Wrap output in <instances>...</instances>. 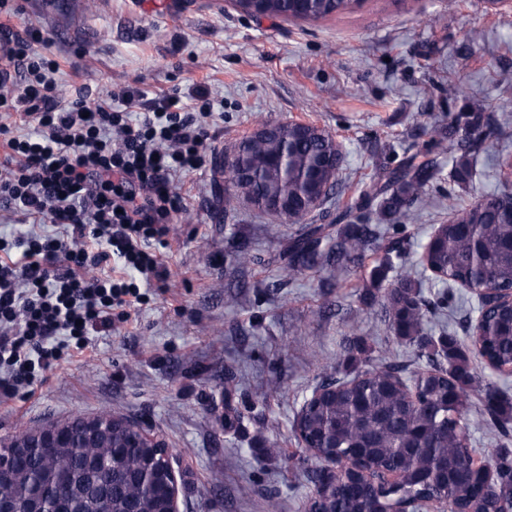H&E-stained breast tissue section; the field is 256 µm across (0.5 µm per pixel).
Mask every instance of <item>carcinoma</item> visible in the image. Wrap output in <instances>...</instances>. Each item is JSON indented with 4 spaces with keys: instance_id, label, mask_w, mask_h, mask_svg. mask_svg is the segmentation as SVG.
<instances>
[{
    "instance_id": "obj_1",
    "label": "carcinoma",
    "mask_w": 512,
    "mask_h": 512,
    "mask_svg": "<svg viewBox=\"0 0 512 512\" xmlns=\"http://www.w3.org/2000/svg\"><path fill=\"white\" fill-rule=\"evenodd\" d=\"M362 0H232L236 11L249 17L318 22L343 15ZM463 124L432 129L431 144L457 142L455 164L459 183L472 181L474 151L469 136L493 125L503 133L512 123L504 113L486 116L483 106L462 116ZM276 134L238 140L231 149L233 167L250 175L251 205L265 210L269 201L292 206L297 228L281 253L290 276L318 267L328 259L336 268L363 262L369 243L380 238L381 225L413 218V208L436 179L431 147L410 145L395 165L378 169L359 196L362 213L354 221L336 217L334 224L309 221L304 209L323 189L338 184L343 155L340 143L325 128L320 134L300 122L278 124ZM448 220L439 224L423 247L421 262L437 283L452 289L492 285L512 289V203L508 194L481 196L469 204H448ZM401 253L384 248L364 282L359 297L366 305L383 300L388 326L397 341L413 345L418 356L434 362L427 370L407 374L397 363L359 370L369 362L365 339L355 338L344 359L348 378H330L328 395L304 401L294 420L315 466L308 482L317 485L320 459L353 460L336 482L310 500L309 512H394L408 501L445 500L448 508L464 512H512V441L504 439L488 452L497 466L498 495L484 492L473 469L469 425L471 396L484 393L479 415L487 424L508 433L512 401L483 383L473 366L474 347L500 371L512 369V303L504 299L483 311L479 295L470 294L474 311L482 312V334L473 343L455 336L425 333L426 284L410 271H400L387 291L389 273ZM6 454L20 463L0 484V494L19 512L38 507V494L51 488L61 512H159L165 497L167 466L154 448L132 446L133 432L104 425L88 432L77 429L61 448L34 451L18 433L0 440Z\"/></svg>"
}]
</instances>
